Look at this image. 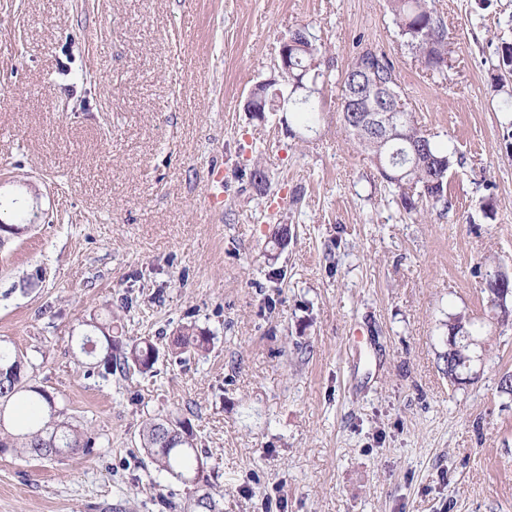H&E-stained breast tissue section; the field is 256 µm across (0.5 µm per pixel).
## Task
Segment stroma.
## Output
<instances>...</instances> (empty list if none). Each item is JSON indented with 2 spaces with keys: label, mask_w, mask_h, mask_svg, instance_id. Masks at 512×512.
Wrapping results in <instances>:
<instances>
[{
  "label": "stroma",
  "mask_w": 512,
  "mask_h": 512,
  "mask_svg": "<svg viewBox=\"0 0 512 512\" xmlns=\"http://www.w3.org/2000/svg\"><path fill=\"white\" fill-rule=\"evenodd\" d=\"M435 7L443 76L387 0H0V197L14 223L39 216L0 245V338L95 439L0 455V512H178L191 488L140 440L171 412L224 512H512V321L485 336L473 383L445 360L449 315L486 323L483 276L512 273V78L493 79L512 0ZM299 25L334 76L357 42L388 55L457 152L448 207L406 213L343 130L335 80L300 138L244 111ZM107 313L164 350L153 373H88L78 339ZM185 326L208 353L169 354Z\"/></svg>",
  "instance_id": "1"
}]
</instances>
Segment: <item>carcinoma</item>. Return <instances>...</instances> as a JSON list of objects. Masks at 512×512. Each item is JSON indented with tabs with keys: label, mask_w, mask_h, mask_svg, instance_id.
Here are the masks:
<instances>
[{
	"label": "carcinoma",
	"mask_w": 512,
	"mask_h": 512,
	"mask_svg": "<svg viewBox=\"0 0 512 512\" xmlns=\"http://www.w3.org/2000/svg\"><path fill=\"white\" fill-rule=\"evenodd\" d=\"M387 7L411 54L426 69L445 74L451 66L448 34L443 19L432 9L431 0H388ZM323 65V51L311 39L309 27L296 28L279 55L278 75L258 85L257 98L263 104L255 115L262 118L265 113L275 111L279 99L286 98L288 117L294 120V124L286 127L288 135L295 136V126L312 129L320 114L318 98L293 100L288 97V91L296 80L323 83L330 79ZM354 82L399 89L392 61L383 52L369 56L367 47L355 53L340 77V120L348 136L369 155L388 188L401 190L410 184L419 189L416 200L402 195L406 211H417L419 200L434 205L448 204V174L454 165L455 152L425 133L410 110L394 117V136L383 144L364 132L352 123L346 105L348 86ZM499 275V270L487 274L481 288L490 301L494 321L499 315L502 294ZM86 325L94 335L83 336L80 349L96 359L89 370L103 377L116 373L126 376L132 371L146 374L160 358V349L150 338L125 343L113 335L110 319L94 316ZM210 344L211 337L187 328L179 333L174 347L183 353H203L209 350ZM30 369V361L1 339L0 454L49 459L90 448L92 441L87 432L65 414L56 396L37 385ZM141 444L158 471L185 486L205 485V492L187 499L180 512H222L224 490L208 482L205 472L198 470L206 457L195 443L190 419L166 416L150 420L143 427Z\"/></svg>",
	"instance_id": "obj_1"
}]
</instances>
